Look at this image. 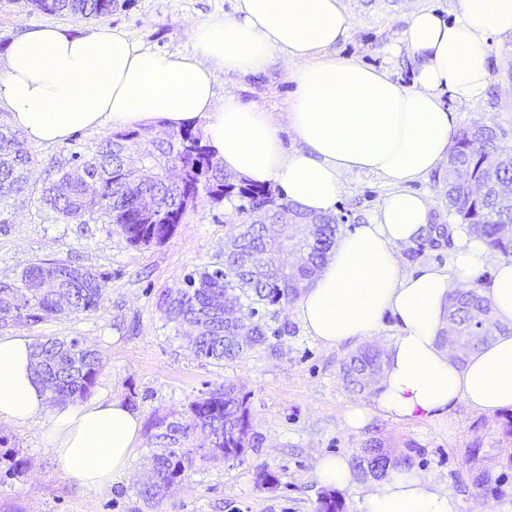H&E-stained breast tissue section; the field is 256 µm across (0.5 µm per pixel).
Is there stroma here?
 <instances>
[{"instance_id": "stroma-1", "label": "stroma", "mask_w": 512, "mask_h": 512, "mask_svg": "<svg viewBox=\"0 0 512 512\" xmlns=\"http://www.w3.org/2000/svg\"><path fill=\"white\" fill-rule=\"evenodd\" d=\"M451 19L454 0H345L350 32L340 56L386 69L411 84L415 63L400 46L411 4ZM236 0H121L106 23L144 47L161 53L193 50L195 25L211 15L234 14ZM41 24L80 31L96 20L42 13L27 0H0V50ZM288 63L278 58L262 73L244 78L219 76L217 98L235 95L269 112H284L293 93ZM490 82L484 97L457 106V127L483 122L512 140V38L491 41ZM112 126L84 130L56 146H33L34 167L24 196L0 202V281L15 278L36 260H64L109 277L102 308L95 313L53 317L34 326L0 321V336L30 340L78 337L103 353L104 367L91 398H115L138 410L141 440L126 474L92 490L68 477L37 425L0 424V469L8 461L25 463L24 475L0 482V512H316L322 491L316 464L322 456L351 457L371 437L403 450H421L415 474L447 489L459 512H512V465L506 461L504 424L512 410L486 415L460 402L434 418L400 422L373 412L366 426L349 428L344 415L353 405L367 406L370 395H355L339 377L341 360L356 350L348 342L327 347L307 336L293 304L280 308V320L294 327L279 351L267 349L232 361L197 357L188 339L157 308L162 290L182 286L193 270L215 261L240 218L234 203L200 202L165 243L134 247L118 229L99 218L66 224L41 201L44 186L70 168L76 154H93ZM387 192L382 180L365 174L344 179L334 214L340 230L362 223ZM251 394L253 429L261 438L242 461L196 464L156 506L138 491L152 473L160 442L157 423L180 420L187 405L222 385ZM269 471L278 485L262 484ZM489 474L486 490L476 489L473 473Z\"/></svg>"}]
</instances>
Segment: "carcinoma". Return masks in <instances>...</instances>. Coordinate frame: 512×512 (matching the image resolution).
I'll return each instance as SVG.
<instances>
[{"instance_id":"obj_1","label":"carcinoma","mask_w":512,"mask_h":512,"mask_svg":"<svg viewBox=\"0 0 512 512\" xmlns=\"http://www.w3.org/2000/svg\"><path fill=\"white\" fill-rule=\"evenodd\" d=\"M116 0H30L35 9L47 14H71L84 19L112 15ZM172 134L190 143L175 155L171 142L149 136L145 128L117 130L107 137L90 157L75 155L76 172H65L44 187L42 201L68 223L85 224L104 218L116 225L127 242L135 247L159 245L175 232V217L185 218L184 199L219 205L236 198L239 213L247 221L238 225L233 236L238 244L224 249L223 255L187 274L176 293L163 292L157 301L164 318L191 328L197 355L215 361H233L259 348L276 351L282 338L294 334L288 323H278L277 307L297 300L307 288L327 254L336 243L339 224L331 215L312 216L309 237L297 242L298 257L291 270L272 272L264 277L253 274L250 258L263 257L270 245L268 225L300 216L288 200L271 189L241 180L233 182L204 142L201 132L184 127ZM448 161V182L442 193L461 223L490 249L512 256V207L504 205L492 192L481 199L456 179L462 169L495 184L512 183V144L490 125L473 124L458 130ZM32 155L21 133L0 125V201L23 194L27 188ZM149 195L163 208L152 220L138 216L141 195ZM75 266L63 260L30 263L12 281H0V321L32 326L62 313H92L101 309L108 276L91 268L75 280ZM220 307L239 314L241 322L227 323L217 334L205 325L211 309ZM493 321L487 299L476 289L453 290L448 307V328L443 339L453 336L465 355L484 344L478 328ZM34 356L44 364L54 361L59 351L69 352L78 367H53L44 381L51 402L74 401L87 397L103 368V357L93 345L78 337L37 341ZM383 353L370 345L344 358L339 367L346 387L364 393L369 382L381 372ZM211 429L215 441L209 449L192 446L173 453L172 445L184 444L196 429ZM163 438L170 444L154 456L151 480L140 490L150 504L160 502L168 489L187 477L196 462L239 460L250 448L259 447L252 432L250 393L233 385L215 389L190 402L183 420L166 425ZM420 449L409 442L394 453L383 439L372 437L351 457L354 469L382 479L393 472H410L414 455ZM317 512H342V502L333 490L318 498Z\"/></svg>"}]
</instances>
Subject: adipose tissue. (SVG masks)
Segmentation results:
<instances>
[{
    "label": "adipose tissue",
    "instance_id": "adipose-tissue-1",
    "mask_svg": "<svg viewBox=\"0 0 512 512\" xmlns=\"http://www.w3.org/2000/svg\"><path fill=\"white\" fill-rule=\"evenodd\" d=\"M349 30L342 0H237L234 15L194 29L190 54H163L125 32L44 24L0 53V107L26 140L66 142L107 124L159 121L201 128L225 173L282 186L310 215L334 211L351 173L390 190L365 223L345 233L296 305L314 340L338 346L372 339L384 318L396 335L371 389L373 406L401 421L432 418L457 402L492 414L512 408V258L493 256L462 224L448 227L447 266L403 270L401 248L434 221L431 197L409 185L448 158L451 102L480 100L490 76L489 39L512 35V0H456L452 19L412 6L403 42L416 63L411 85L338 56ZM287 56L294 87L288 123L300 143L286 151L274 113L229 95L215 102L218 74L254 75ZM478 283L501 326L457 360L443 344L448 293ZM29 339L0 337V422L38 423L67 475L89 489L125 474L141 416L118 399L49 407ZM363 512H457L444 488L411 472L376 483Z\"/></svg>",
    "mask_w": 512,
    "mask_h": 512
}]
</instances>
